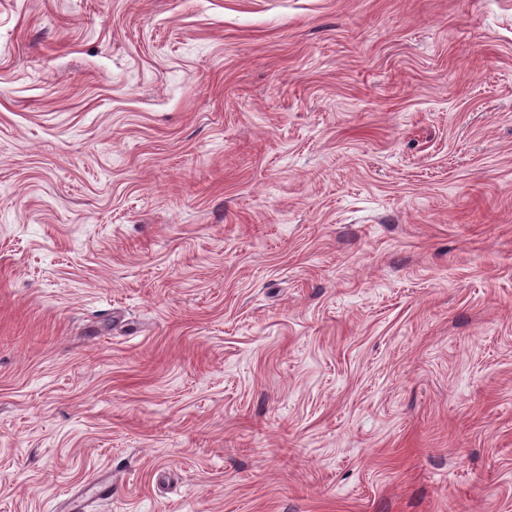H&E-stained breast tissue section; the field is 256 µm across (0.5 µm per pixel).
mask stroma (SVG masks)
<instances>
[{"label":"stroma","mask_w":512,"mask_h":512,"mask_svg":"<svg viewBox=\"0 0 512 512\" xmlns=\"http://www.w3.org/2000/svg\"><path fill=\"white\" fill-rule=\"evenodd\" d=\"M73 497L512 512V0H0V512Z\"/></svg>","instance_id":"stroma-1"}]
</instances>
